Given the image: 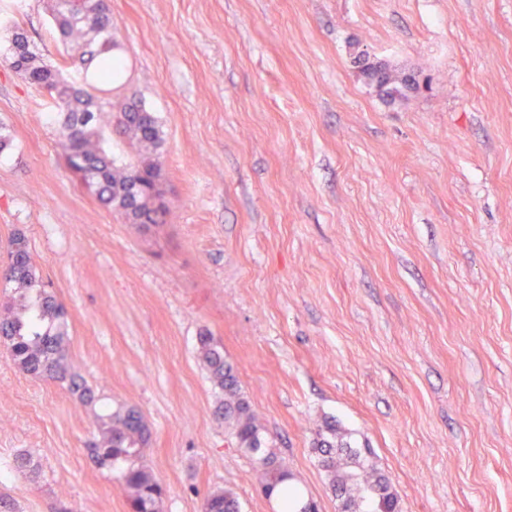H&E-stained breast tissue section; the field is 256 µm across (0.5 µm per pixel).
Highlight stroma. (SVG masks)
Returning <instances> with one entry per match:
<instances>
[{
  "label": "stroma",
  "instance_id": "1",
  "mask_svg": "<svg viewBox=\"0 0 512 512\" xmlns=\"http://www.w3.org/2000/svg\"><path fill=\"white\" fill-rule=\"evenodd\" d=\"M106 4L110 97L165 132L158 225L99 204L51 100L5 59L18 26L60 62L51 0H0V267L23 233L95 395L20 374L0 345V496L131 512L87 453L125 404L151 429L160 512L225 489L280 512L217 416L208 332L318 512H340L318 463L329 423L370 449L399 512H512V0ZM369 63L411 86L387 94Z\"/></svg>",
  "mask_w": 512,
  "mask_h": 512
}]
</instances>
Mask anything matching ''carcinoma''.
<instances>
[{"mask_svg": "<svg viewBox=\"0 0 512 512\" xmlns=\"http://www.w3.org/2000/svg\"><path fill=\"white\" fill-rule=\"evenodd\" d=\"M52 19L60 42H75L81 49L64 60L66 68L77 72L76 78L68 80L60 69L45 64L18 27L7 55L11 68L52 100L66 164L97 201L133 224L162 223L167 206L158 161L164 146L159 119L140 103L122 104L104 97V87L120 74L112 16L105 0H82L80 10L72 7L71 0H54ZM105 115L145 153L142 159L129 162L104 149ZM0 282L12 286L10 302L0 312V339L12 365L23 374L65 383L80 402H93V391L72 372L69 362L65 308L40 287L26 238L20 233L9 241V263ZM198 344L211 381L224 392L219 417L230 436L240 450L257 457L265 495L273 497L281 489L288 508H294L298 496L289 487L288 467L268 450L265 430L240 392L237 370L224 360V346L207 334L199 337ZM150 439L151 430L142 413L120 406L99 417V436L88 446L98 465L119 470L118 485L127 495L132 512H158L164 495L162 485L143 460V449ZM318 452L341 509L364 493L369 512H398V497L390 483L361 451L339 441L336 426H326ZM201 512H239L238 499L227 491L211 492L204 496Z\"/></svg>", "mask_w": 512, "mask_h": 512, "instance_id": "obj_1", "label": "carcinoma"}]
</instances>
